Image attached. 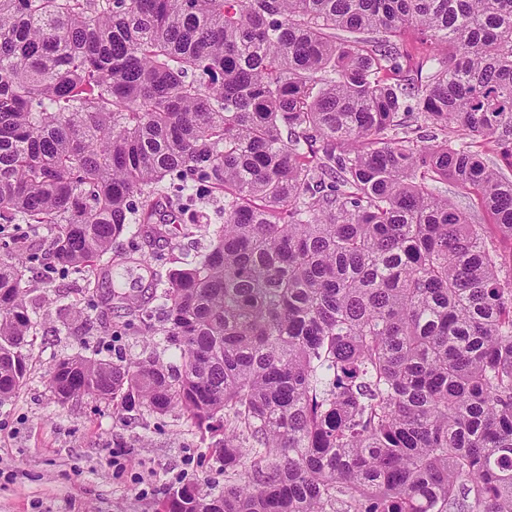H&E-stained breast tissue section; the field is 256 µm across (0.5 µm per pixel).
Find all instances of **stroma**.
I'll return each instance as SVG.
<instances>
[{
  "instance_id": "obj_1",
  "label": "stroma",
  "mask_w": 512,
  "mask_h": 512,
  "mask_svg": "<svg viewBox=\"0 0 512 512\" xmlns=\"http://www.w3.org/2000/svg\"><path fill=\"white\" fill-rule=\"evenodd\" d=\"M224 203L206 198L207 224L224 221ZM207 224L190 225L165 251L178 267L184 248L204 250ZM30 286L36 342L18 393L0 406V512H162L182 486L204 493L224 487L222 433L192 425L182 412L120 411L91 396L59 403L47 386L59 360L80 355L120 362L143 354L146 338L117 332L123 312L86 296L76 298L69 277L37 266ZM79 303L81 317L69 312Z\"/></svg>"
}]
</instances>
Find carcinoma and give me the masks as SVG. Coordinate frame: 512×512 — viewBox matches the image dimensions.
Listing matches in <instances>:
<instances>
[{"mask_svg":"<svg viewBox=\"0 0 512 512\" xmlns=\"http://www.w3.org/2000/svg\"><path fill=\"white\" fill-rule=\"evenodd\" d=\"M485 145L512 168V0H0V404L25 265L94 295L87 271L137 264L161 292L100 301L180 364L74 356L48 384L224 428V490L164 512H512V273L431 188L512 239ZM202 186L224 199L203 253L103 261L180 233L158 213ZM443 195L448 196V201L466 212L473 224H492V218L482 209L475 196L466 194L452 182L437 184Z\"/></svg>","mask_w":512,"mask_h":512,"instance_id":"obj_1","label":"carcinoma"}]
</instances>
